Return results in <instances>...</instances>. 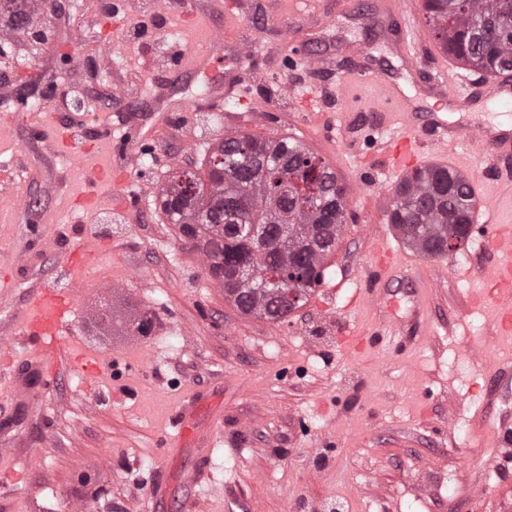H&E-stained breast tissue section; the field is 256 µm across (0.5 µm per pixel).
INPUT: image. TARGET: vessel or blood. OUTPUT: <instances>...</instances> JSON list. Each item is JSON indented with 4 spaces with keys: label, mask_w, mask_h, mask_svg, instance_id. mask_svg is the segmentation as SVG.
I'll use <instances>...</instances> for the list:
<instances>
[{
    "label": "vessel or blood",
    "mask_w": 512,
    "mask_h": 512,
    "mask_svg": "<svg viewBox=\"0 0 512 512\" xmlns=\"http://www.w3.org/2000/svg\"><path fill=\"white\" fill-rule=\"evenodd\" d=\"M221 42L200 47L197 42H187L184 50L172 64L174 82H182L208 70L215 56L221 55ZM256 79L252 68L235 66L225 70L223 76L212 81V99H222L224 94L242 90ZM426 92L433 97L437 109L423 113L415 111L410 100L383 72L369 67L344 71L336 82V96L348 99L357 115L363 116L366 137L372 138L377 150L386 160L390 173L402 175L424 166L421 148L430 143V153L446 163L450 170L468 173L469 165L449 154L450 142L466 140L472 153L489 159L486 169L479 175H471V194L475 201L474 215L487 223L484 235L487 249L497 252V264L484 271L486 293L473 296L474 304L492 299L491 320L498 336L512 335V220L504 219V212L512 213V128L495 129L480 123L467 128L448 124L440 115L447 107L473 110L477 104L496 102L512 105V80L504 78L494 81H479L460 72L455 65L434 66L425 78ZM373 89L371 98H360V89ZM189 105L175 98L173 93L159 89L137 103L131 120H138L141 112H184ZM83 131H65L60 141H48L49 151L60 152L74 165L83 169L85 191L82 195L84 207L97 206L101 200L112 195V167L108 164L93 165L84 149ZM383 261L372 270L362 290L364 302L369 307H384L391 292V272L396 261L390 260L388 243L377 246ZM98 256L95 239L86 228H78L54 252L56 267L70 275L71 285L59 288L49 275H41L33 283L24 302L15 307L10 315L8 342L24 346L26 358L16 363L11 355L1 360L6 364L5 373L18 402L39 391V380L56 372L59 358L65 357V336L70 332L79 311L80 286L88 269ZM400 335V324L394 318H384L381 331L361 337L358 333L347 336L344 351L355 355L363 349L372 348L387 354L392 350L391 342ZM488 385L485 389L483 407L474 426V435L480 446L490 448L492 459L502 457V451L512 446V421L503 419L491 425L490 414L496 399L503 391L512 388V369L501 363H490L487 369ZM202 404L189 400L175 409L168 417V438L175 451L191 449L195 462L181 474L184 483L196 484L211 461L212 433L221 429L220 422H212L208 429H201L196 415ZM30 462H18L11 449L0 450V484L9 485L22 481L30 469Z\"/></svg>",
    "instance_id": "b4317fda"
}]
</instances>
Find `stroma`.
I'll return each instance as SVG.
<instances>
[{
    "instance_id": "obj_1",
    "label": "stroma",
    "mask_w": 512,
    "mask_h": 512,
    "mask_svg": "<svg viewBox=\"0 0 512 512\" xmlns=\"http://www.w3.org/2000/svg\"><path fill=\"white\" fill-rule=\"evenodd\" d=\"M348 2L337 13L324 0L303 20L289 16L283 0H239L238 24L229 31L210 0H193L201 23L195 30L183 15L157 14L147 0H49L46 41L15 35L22 59L0 61V77L31 101L26 110H0V157L9 160L21 194H42L62 169L70 188L82 181L28 136L32 119L47 109L30 95L34 73L53 94L55 111L68 110L63 55L83 70L112 46V68L84 86L77 119L91 129L112 125L120 136L113 152L139 147L149 161L127 174L124 190L138 198L129 210L105 207L84 218L69 198L51 193L24 216L0 214V279L15 280L0 287V322L49 266L48 256L38 255L29 273L15 271L17 256L35 238L60 240L85 224L104 254L82 287L69 342L118 362L90 395L82 375L66 366L30 406H16L0 384V403L21 417L14 454L35 460L29 483L0 490V505L18 502V512H146L152 483L167 470L164 512H459L465 498L473 512H512V483L500 480L472 437L476 385L488 357L512 361V345L493 336L488 311L470 304L483 286L480 270L495 261L481 243V225H472L463 252L430 258L404 245L388 222L397 182L372 156L371 142L361 144L369 161H357L344 149L340 126L313 125L299 102L314 90H334L336 70L349 62L344 48L353 44L364 49L365 64L382 69L425 112L431 101L419 73L449 55L421 28L418 67L410 69L399 54L400 20L383 10V0ZM141 22L147 35L130 40L128 30ZM215 32L223 35L222 57L177 93L204 99L213 75L231 66L233 46L242 45L261 75L246 98H225L214 111L149 113L154 138L122 141L129 106L171 78L159 53H177L187 40L203 43ZM308 52L320 60L316 71L303 62ZM288 80L297 81L295 93L284 90ZM102 89L108 99L98 98ZM186 125L195 130L189 140L181 133ZM235 135L296 138L347 188V222L325 261L323 283L278 323L237 310L160 204L139 194L140 184L162 185L176 170L198 169L209 146ZM373 234L390 242L410 275L431 278L433 333L414 334L403 354L373 352L352 362L342 355V329L381 324L379 309L354 297L372 263ZM105 306L114 313L108 323L98 315ZM146 314L154 326L141 336L131 324ZM190 396L212 403L223 422L211 459L216 480L192 491L177 479L182 464L170 459L164 428Z\"/></svg>"
}]
</instances>
